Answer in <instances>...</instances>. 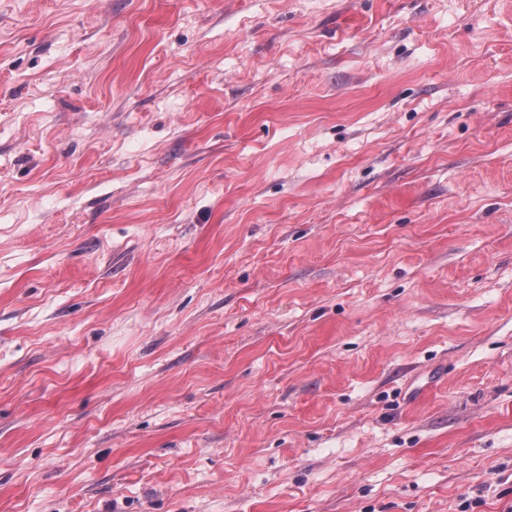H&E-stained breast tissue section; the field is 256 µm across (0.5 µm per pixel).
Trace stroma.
Returning a JSON list of instances; mask_svg holds the SVG:
<instances>
[{"mask_svg": "<svg viewBox=\"0 0 512 512\" xmlns=\"http://www.w3.org/2000/svg\"><path fill=\"white\" fill-rule=\"evenodd\" d=\"M0 512H512V0H0Z\"/></svg>", "mask_w": 512, "mask_h": 512, "instance_id": "obj_1", "label": "stroma"}]
</instances>
